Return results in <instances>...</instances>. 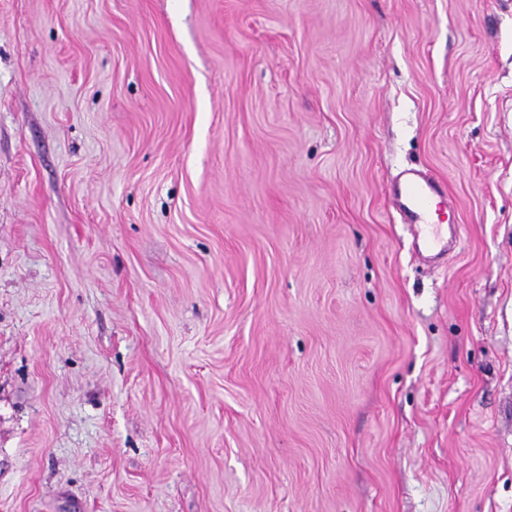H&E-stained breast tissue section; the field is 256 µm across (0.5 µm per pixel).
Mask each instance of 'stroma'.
<instances>
[{"label":"stroma","instance_id":"1","mask_svg":"<svg viewBox=\"0 0 512 512\" xmlns=\"http://www.w3.org/2000/svg\"><path fill=\"white\" fill-rule=\"evenodd\" d=\"M0 512H512V0H0ZM392 205L409 226L415 248L426 259L448 253V231L453 240L456 226L434 224L433 209L440 215L444 210L447 191L442 181L415 170L405 171L390 186Z\"/></svg>","mask_w":512,"mask_h":512}]
</instances>
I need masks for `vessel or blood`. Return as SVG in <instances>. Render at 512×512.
<instances>
[{"mask_svg":"<svg viewBox=\"0 0 512 512\" xmlns=\"http://www.w3.org/2000/svg\"><path fill=\"white\" fill-rule=\"evenodd\" d=\"M390 199L408 224L415 248L425 258L434 259L448 251V233L434 221L443 211L447 191L442 181L415 170L405 171L390 186Z\"/></svg>","mask_w":512,"mask_h":512,"instance_id":"vessel-or-blood-1","label":"vessel or blood"}]
</instances>
